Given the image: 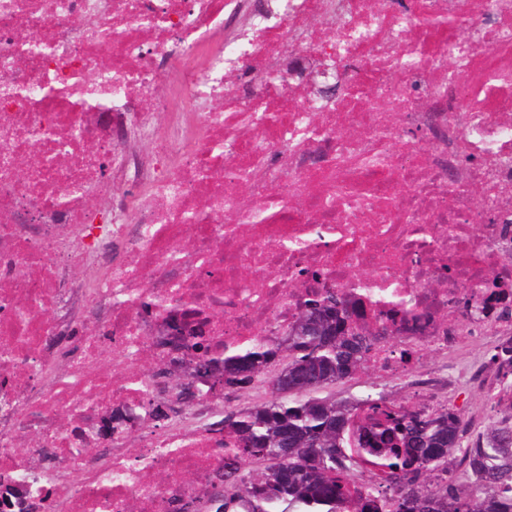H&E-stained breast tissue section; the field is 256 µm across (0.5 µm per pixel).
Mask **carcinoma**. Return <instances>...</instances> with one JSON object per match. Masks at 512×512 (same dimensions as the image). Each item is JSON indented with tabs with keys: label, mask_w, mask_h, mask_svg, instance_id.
Wrapping results in <instances>:
<instances>
[{
	"label": "carcinoma",
	"mask_w": 512,
	"mask_h": 512,
	"mask_svg": "<svg viewBox=\"0 0 512 512\" xmlns=\"http://www.w3.org/2000/svg\"><path fill=\"white\" fill-rule=\"evenodd\" d=\"M344 318L338 317V312ZM364 317L334 288L325 289L288 327L234 349L198 343L196 375L220 374L224 391L256 385L266 397L251 407L224 410V503L213 512H512V420L476 433L450 408L389 405L372 395L351 404L313 392L353 379L367 364L373 337L353 328ZM165 381L184 403L201 388L166 369ZM459 454L468 493L456 483L448 457ZM370 457L387 487L350 490V462ZM292 479L284 484L278 470Z\"/></svg>",
	"instance_id": "1"
}]
</instances>
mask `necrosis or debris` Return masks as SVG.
I'll list each match as a JSON object with an SVG mask.
<instances>
[{
    "mask_svg": "<svg viewBox=\"0 0 512 512\" xmlns=\"http://www.w3.org/2000/svg\"><path fill=\"white\" fill-rule=\"evenodd\" d=\"M511 223L512 0H0L11 512L206 496L222 389L152 416L160 368L193 354L160 335L171 314L235 348L332 286L357 328L386 320L370 367L395 379L478 328L511 336L452 321L460 294L512 298Z\"/></svg>",
    "mask_w": 512,
    "mask_h": 512,
    "instance_id": "necrosis-or-debris-1",
    "label": "necrosis or debris"
}]
</instances>
